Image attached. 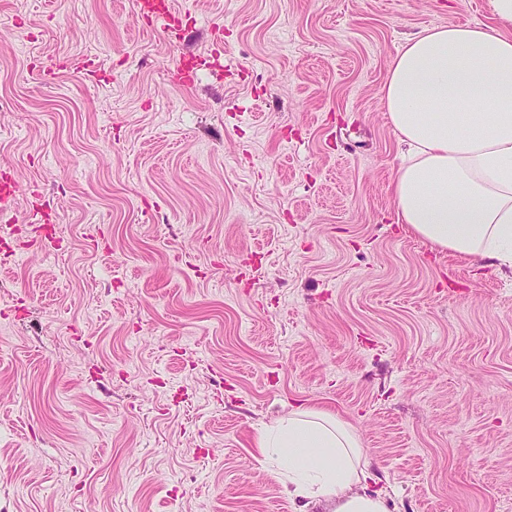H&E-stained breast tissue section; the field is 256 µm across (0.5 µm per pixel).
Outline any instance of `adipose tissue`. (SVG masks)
<instances>
[{
	"instance_id": "obj_1",
	"label": "adipose tissue",
	"mask_w": 512,
	"mask_h": 512,
	"mask_svg": "<svg viewBox=\"0 0 512 512\" xmlns=\"http://www.w3.org/2000/svg\"><path fill=\"white\" fill-rule=\"evenodd\" d=\"M495 27L411 36L383 86L407 158L392 189L398 223L441 250L512 267V0ZM261 453L292 499L336 512H388L359 436L337 415L298 407L265 428Z\"/></svg>"
}]
</instances>
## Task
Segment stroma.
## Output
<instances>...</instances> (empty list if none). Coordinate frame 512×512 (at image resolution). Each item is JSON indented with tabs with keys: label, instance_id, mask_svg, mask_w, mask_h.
Wrapping results in <instances>:
<instances>
[{
	"label": "stroma",
	"instance_id": "1",
	"mask_svg": "<svg viewBox=\"0 0 512 512\" xmlns=\"http://www.w3.org/2000/svg\"><path fill=\"white\" fill-rule=\"evenodd\" d=\"M171 8L0 0V512H299L300 405L389 512H512V270L396 223L382 92L488 0ZM261 453L276 463L288 497L305 506L336 502V512H388L359 436L337 415L299 406L265 428Z\"/></svg>",
	"mask_w": 512,
	"mask_h": 512
}]
</instances>
